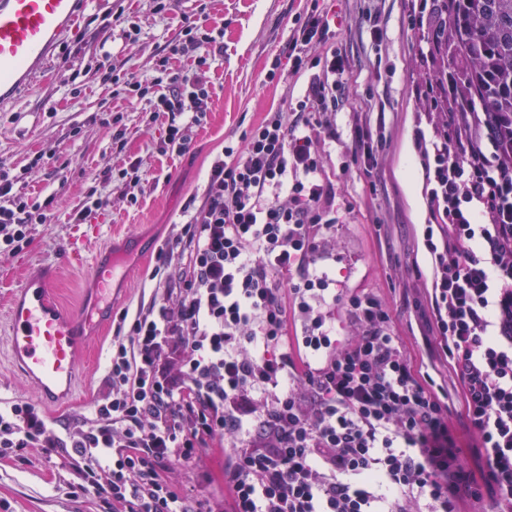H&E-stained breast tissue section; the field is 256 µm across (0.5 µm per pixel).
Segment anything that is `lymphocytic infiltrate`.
I'll return each mask as SVG.
<instances>
[{
  "instance_id": "f902f5d3",
  "label": "lymphocytic infiltrate",
  "mask_w": 512,
  "mask_h": 512,
  "mask_svg": "<svg viewBox=\"0 0 512 512\" xmlns=\"http://www.w3.org/2000/svg\"><path fill=\"white\" fill-rule=\"evenodd\" d=\"M150 75L98 62L103 83L125 85L167 118L161 153L187 151L209 97L224 28L186 23ZM332 0H310L274 59L277 82L306 75L293 107L267 112L224 143L201 203L153 270L149 302L117 329L106 391L91 418L58 434L27 402L0 412V446L38 448L112 512H458L495 496L512 512V166L495 133L458 132L429 112L416 129L428 218L434 344L463 389L478 469L460 456L448 403L395 333L392 312L368 291L338 292L313 271L336 235V184L327 142L355 103L349 161L381 168L370 143L373 96L348 83ZM188 69L171 67L174 57ZM0 167V253L46 222L53 198L30 201ZM351 328L334 336L337 309ZM300 328L289 336V326ZM224 451L226 499L200 500L167 473L203 451Z\"/></svg>"
}]
</instances>
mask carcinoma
<instances>
[{
    "mask_svg": "<svg viewBox=\"0 0 512 512\" xmlns=\"http://www.w3.org/2000/svg\"><path fill=\"white\" fill-rule=\"evenodd\" d=\"M442 22L436 69L448 73L450 112H482L497 133L512 131V0H437Z\"/></svg>",
    "mask_w": 512,
    "mask_h": 512,
    "instance_id": "obj_1",
    "label": "carcinoma"
}]
</instances>
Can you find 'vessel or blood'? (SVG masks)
Returning <instances> with one entry per match:
<instances>
[{"label":"vessel or blood","instance_id":"1","mask_svg":"<svg viewBox=\"0 0 512 512\" xmlns=\"http://www.w3.org/2000/svg\"><path fill=\"white\" fill-rule=\"evenodd\" d=\"M107 0H0V103L17 101L54 62L53 48L88 4ZM96 300L73 313L62 312L50 295L56 268L29 276L11 300L6 342L15 367L37 386L43 405H54L60 387L77 380L76 354L87 330L112 309V286L127 269L93 256Z\"/></svg>","mask_w":512,"mask_h":512}]
</instances>
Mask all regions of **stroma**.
Returning <instances> with one entry per match:
<instances>
[{"label":"stroma","instance_id":"35a3bbf8","mask_svg":"<svg viewBox=\"0 0 512 512\" xmlns=\"http://www.w3.org/2000/svg\"><path fill=\"white\" fill-rule=\"evenodd\" d=\"M305 0H172L159 13L154 0H111L108 10L88 8L91 25H78L64 40L54 71L40 78L19 101L0 109V165L14 170L33 199L55 196L54 215L46 223L32 222L26 241L0 257V320L13 293L39 268L58 266L55 297L66 310L91 300L88 262L58 265L57 260L82 227L68 221L72 209L92 193L108 197V206L93 213L101 223V240L121 251L124 237L144 241L143 251L127 255L128 275L114 285L112 317L89 331L78 355V379L70 395L44 408L56 427L75 426L89 416L103 386L112 336L125 309L136 308L149 296L150 272L161 266L169 243L180 235L191 202L202 200L212 162L224 141L239 138L270 109L284 106L283 87L267 79L272 60L282 55L294 19ZM363 0H338L345 23L336 44L350 57L353 76L371 86L386 104L389 146L383 174L370 183L357 169L337 174L336 182L352 204L339 211L336 247L316 259L317 272L335 280L337 289L365 288L390 306L395 331L405 347L448 393V413L461 456L469 466L474 435L463 418L461 386L445 356L428 351L423 317L431 281L422 241L427 219L422 169L414 145V129L421 112L427 43L409 24L411 0H386L387 37L374 45L359 32ZM208 15L224 23V55L211 70L208 110L193 127L192 142L182 154H161L163 120L145 112L143 102L113 94L100 83L93 66L101 55L124 60L130 72L148 75L164 48L179 39L185 22ZM140 32L135 40L123 35L127 20ZM78 71L86 82L81 94L70 95L65 74ZM116 114L126 129L123 153L112 151L110 130L104 124ZM56 148L59 167L34 165L40 151ZM139 162L149 180L138 199L124 193L119 176L128 162ZM111 166L113 178L103 183L95 173ZM222 456L213 450L194 466L174 467L170 481L198 498L220 497L224 480ZM72 476L36 448L0 457V512H112L110 504L84 495L72 485Z\"/></svg>","mask_w":512,"mask_h":512}]
</instances>
